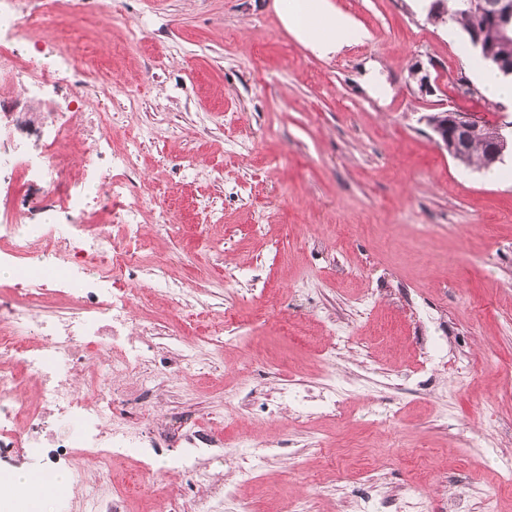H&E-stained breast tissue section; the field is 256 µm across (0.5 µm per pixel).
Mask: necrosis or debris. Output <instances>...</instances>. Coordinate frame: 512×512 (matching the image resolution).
Here are the masks:
<instances>
[{"instance_id": "1", "label": "necrosis or debris", "mask_w": 512, "mask_h": 512, "mask_svg": "<svg viewBox=\"0 0 512 512\" xmlns=\"http://www.w3.org/2000/svg\"><path fill=\"white\" fill-rule=\"evenodd\" d=\"M17 0H0V74L21 76L30 92L58 79L35 57L22 58L8 46L21 35ZM70 119L50 131L47 150L37 162L18 155L15 167L24 180L42 184L58 208L87 214L97 206L122 225V240L107 226L86 224H1L0 265L12 271L15 298L0 300V447L67 448L74 470H98L108 481L109 463L136 455L141 448H193L205 452L226 447L216 433L196 419L171 413L166 433H154L160 387L173 383L172 368L158 358L146 338L147 324L132 328L135 296L129 284L159 272L167 259L140 258L142 208L153 194L150 184L134 179L139 144L95 147L81 180L63 177L64 148L84 136ZM99 184L91 195L86 185ZM55 291L74 299L79 310L66 318H41L29 302ZM106 355L95 382L94 407L82 412L71 373L89 352ZM343 400L336 388L282 391L268 403L270 414L290 408L297 415L337 417Z\"/></svg>"}]
</instances>
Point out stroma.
Segmentation results:
<instances>
[{
  "instance_id": "1",
  "label": "stroma",
  "mask_w": 512,
  "mask_h": 512,
  "mask_svg": "<svg viewBox=\"0 0 512 512\" xmlns=\"http://www.w3.org/2000/svg\"><path fill=\"white\" fill-rule=\"evenodd\" d=\"M333 3L367 37L328 58L288 31L276 0H112L108 9L21 0L45 26L13 47L27 56L80 30L108 68L80 113L100 115L113 143L140 144L137 173L156 190L143 234L173 257L165 277L183 284L174 303L158 297L156 278L141 281L154 304L149 342L196 360L157 407V426L174 409L231 439L247 428L279 442V455L254 464L267 491L253 512H274V497L288 495L307 512H354L367 495L370 512H383L385 497L409 484L429 492L435 512L457 503L486 512L495 495L512 512V156L466 167L425 121L449 105L507 133L512 109L458 92L467 67L421 0ZM419 66L431 92L412 76ZM83 78L71 69L36 95L0 81V224L45 223L39 185L22 184L11 159L20 145L43 151L46 118ZM260 205L264 237L251 229ZM204 208L218 223L203 222ZM162 212L174 232L157 230ZM228 262L252 275L231 292L221 286ZM364 295L376 301L367 312L357 305ZM228 308L232 332L213 334ZM333 322L356 340L334 362L347 388L342 421L288 410L270 422L239 419L231 396L240 385L267 394L321 384ZM432 336L446 338L448 354L426 367ZM463 359L474 370L461 382ZM228 453L201 458L212 485L166 474L180 512H204L215 488L236 480ZM6 471L67 473L68 489L53 496L64 512H78L80 488L99 483L95 470H72L61 448L0 447Z\"/></svg>"
}]
</instances>
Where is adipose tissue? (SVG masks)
<instances>
[{
	"instance_id": "ef3b65f1",
	"label": "adipose tissue",
	"mask_w": 512,
	"mask_h": 512,
	"mask_svg": "<svg viewBox=\"0 0 512 512\" xmlns=\"http://www.w3.org/2000/svg\"><path fill=\"white\" fill-rule=\"evenodd\" d=\"M278 12L288 30L321 57L337 53L366 36L349 16L336 11L331 0H278ZM446 33L449 43L468 61L473 78L484 93L493 100L512 104V80L472 61L467 47L459 42L455 23H448Z\"/></svg>"
}]
</instances>
